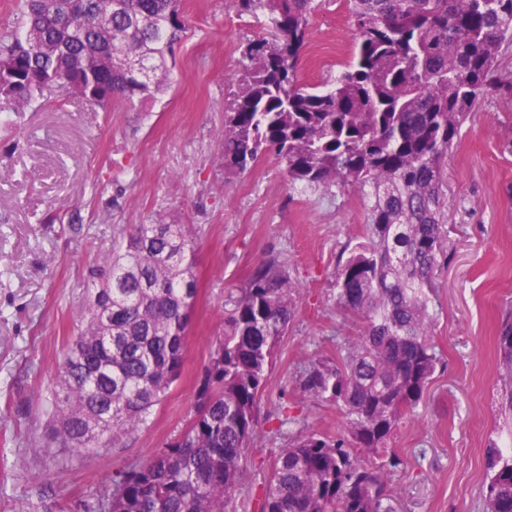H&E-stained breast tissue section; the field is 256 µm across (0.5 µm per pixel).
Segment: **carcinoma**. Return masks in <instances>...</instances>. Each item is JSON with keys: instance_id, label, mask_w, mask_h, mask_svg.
I'll return each mask as SVG.
<instances>
[{"instance_id": "1", "label": "carcinoma", "mask_w": 512, "mask_h": 512, "mask_svg": "<svg viewBox=\"0 0 512 512\" xmlns=\"http://www.w3.org/2000/svg\"><path fill=\"white\" fill-rule=\"evenodd\" d=\"M264 13L248 42L220 131L224 173L273 152L288 184L364 199L360 240L336 273V304L362 323L336 357L304 374L308 396L336 405L344 435L296 436L274 459L258 512H386L391 441L442 365L432 323L448 261L444 161L487 97L512 100V0H346L356 42L336 74L297 78L321 0H228ZM179 0H20L0 37V95L40 108L55 78L67 94L133 105L164 88L181 40ZM112 55V67L99 56ZM196 242L183 224H139L90 269L88 315L53 380L50 443L91 453L144 427L178 380L197 298ZM301 286L272 256L240 289L176 441L121 471L94 512H224L243 485L259 400ZM503 423L487 446L486 512H512V308L498 325Z\"/></svg>"}]
</instances>
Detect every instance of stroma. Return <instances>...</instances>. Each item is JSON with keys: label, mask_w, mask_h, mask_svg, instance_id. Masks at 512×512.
<instances>
[{"label": "stroma", "mask_w": 512, "mask_h": 512, "mask_svg": "<svg viewBox=\"0 0 512 512\" xmlns=\"http://www.w3.org/2000/svg\"><path fill=\"white\" fill-rule=\"evenodd\" d=\"M185 33L167 85L145 104L102 105L45 88L41 109L0 96V512H88L116 474L177 440L194 413L201 372L239 289L268 256L302 286L260 399L245 456L248 495L299 431L334 435L335 405L303 397L312 361L336 354L358 325L337 309V261L361 232L358 195L290 188L273 155L225 176L224 98L241 51L264 37L263 14L224 0H185ZM356 34L344 0L313 15L310 39ZM512 101L486 98L448 155V265L437 277L433 336L443 366L395 436L402 466L388 512H485V455L500 423L493 331L512 306V154L501 143ZM186 224L197 238L198 294L181 375L139 431L92 456L48 447L47 398L87 303L93 260L133 225Z\"/></svg>", "instance_id": "1"}]
</instances>
